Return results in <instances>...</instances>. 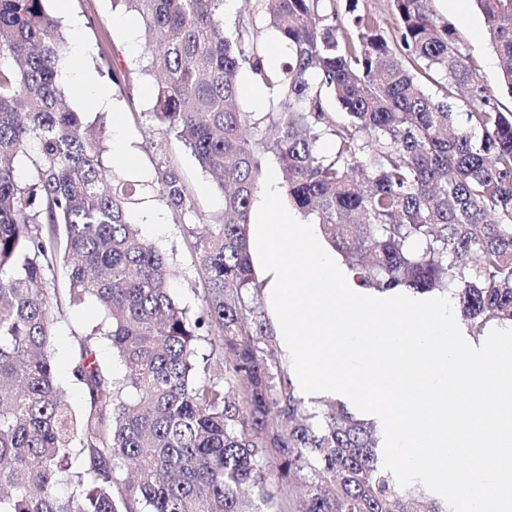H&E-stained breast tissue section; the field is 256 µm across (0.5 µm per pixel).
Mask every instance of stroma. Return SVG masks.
<instances>
[{
  "label": "stroma",
  "mask_w": 512,
  "mask_h": 512,
  "mask_svg": "<svg viewBox=\"0 0 512 512\" xmlns=\"http://www.w3.org/2000/svg\"><path fill=\"white\" fill-rule=\"evenodd\" d=\"M67 40L68 67L64 73L68 103L85 113L88 124L105 121L104 164L127 179L149 181L160 165L174 169L182 178L194 203L193 224H208L222 211V198L213 177L203 170L183 143L166 134L154 122V77L143 72L148 52L140 22L113 0H49ZM433 12L448 21L464 51L487 77H494L498 60L484 34V21L474 0H432ZM88 70L108 77L111 70L128 72L127 85L112 87V105L95 102L91 89L79 85L74 74ZM136 222L145 238L168 257L171 286L182 303L198 310L203 282L196 270L192 238L187 226L174 223L165 200L152 194L137 207ZM57 300L53 304V361L57 383L78 402H85L84 390L71 375L74 347L79 338L101 320L94 302L70 303L66 294V272L54 273Z\"/></svg>",
  "instance_id": "1"
}]
</instances>
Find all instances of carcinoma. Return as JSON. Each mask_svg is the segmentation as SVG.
Returning <instances> with one entry per match:
<instances>
[{
	"mask_svg": "<svg viewBox=\"0 0 512 512\" xmlns=\"http://www.w3.org/2000/svg\"><path fill=\"white\" fill-rule=\"evenodd\" d=\"M46 2L0 0V512H447L420 484L399 486L373 424L297 396L249 241L272 153L289 202L358 284L448 291L475 329L512 325V111L431 0H392L389 35L358 0L346 20L336 0H255L227 30L224 0H116L144 29L145 71L159 72L156 124L223 197L216 222L191 232L204 282L194 313L132 221L157 192L186 223L185 186L171 168L154 183H104L103 140L67 101V44ZM476 2L512 95V0ZM267 30L287 49L282 65L266 61ZM243 71L272 97L271 139L239 107ZM59 264L69 299L103 314L72 360L80 408L53 374ZM209 336L221 377L198 355ZM102 339L123 377L100 366ZM63 483L79 494L57 497Z\"/></svg>",
	"mask_w": 512,
	"mask_h": 512,
	"instance_id": "obj_1",
	"label": "carcinoma"
}]
</instances>
